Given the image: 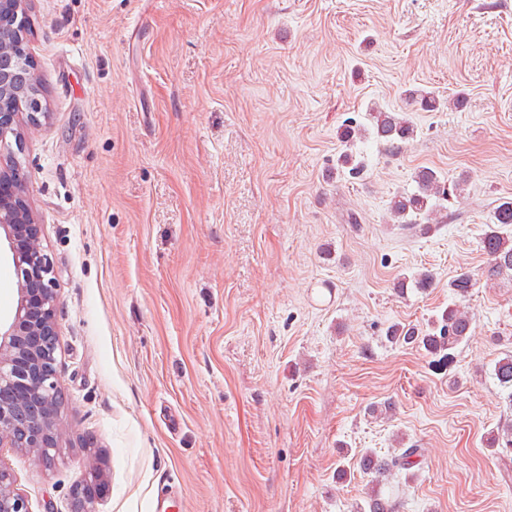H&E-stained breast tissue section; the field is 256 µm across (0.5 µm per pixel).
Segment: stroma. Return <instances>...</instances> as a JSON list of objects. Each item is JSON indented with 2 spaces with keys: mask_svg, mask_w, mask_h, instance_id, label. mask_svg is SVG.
<instances>
[{
  "mask_svg": "<svg viewBox=\"0 0 512 512\" xmlns=\"http://www.w3.org/2000/svg\"><path fill=\"white\" fill-rule=\"evenodd\" d=\"M52 119L18 160L59 295L65 395L53 467L0 452L32 512H71L94 439L100 512H355L358 457L409 446L398 512H512V419L492 369L512 282L476 284L447 361L386 337L426 327L487 266L512 201V0H30ZM431 91L432 112L408 98ZM464 94L466 105L448 106ZM403 112L393 150L347 121ZM438 171L448 221L392 197ZM428 270L425 291L393 288ZM392 400L391 417L370 415ZM350 477L337 483L336 469Z\"/></svg>",
  "mask_w": 512,
  "mask_h": 512,
  "instance_id": "stroma-1",
  "label": "stroma"
}]
</instances>
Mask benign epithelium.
Masks as SVG:
<instances>
[{
  "label": "benign epithelium",
  "mask_w": 512,
  "mask_h": 512,
  "mask_svg": "<svg viewBox=\"0 0 512 512\" xmlns=\"http://www.w3.org/2000/svg\"><path fill=\"white\" fill-rule=\"evenodd\" d=\"M29 0H0V235L16 274L17 302L0 321V452H24L50 467L59 450L64 393L57 373L58 297L53 266L40 244L41 225L29 201L16 154L22 128L48 122L43 90L30 52ZM29 75L17 82L18 71ZM106 490L102 469L89 454L84 479L73 487L72 512H98ZM0 512H32L11 469L0 463Z\"/></svg>",
  "instance_id": "1"
}]
</instances>
